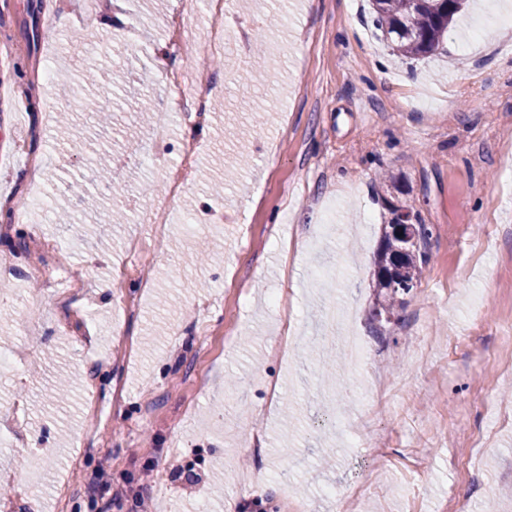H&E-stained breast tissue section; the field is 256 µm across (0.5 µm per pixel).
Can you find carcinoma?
<instances>
[{
	"label": "carcinoma",
	"mask_w": 512,
	"mask_h": 512,
	"mask_svg": "<svg viewBox=\"0 0 512 512\" xmlns=\"http://www.w3.org/2000/svg\"><path fill=\"white\" fill-rule=\"evenodd\" d=\"M466 0H371L373 23L397 54L415 59L437 51L448 28L462 11ZM405 206L388 203L389 217L383 232L372 279L377 292L373 319L390 322L403 295L421 279L427 261L421 244L431 235L423 224L414 225L416 239H404L398 227Z\"/></svg>",
	"instance_id": "1"
}]
</instances>
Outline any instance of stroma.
<instances>
[{"label":"stroma","instance_id":"obj_1","mask_svg":"<svg viewBox=\"0 0 512 512\" xmlns=\"http://www.w3.org/2000/svg\"><path fill=\"white\" fill-rule=\"evenodd\" d=\"M43 0H0V203L25 224L0 223V473L24 464L35 497L9 484V512H471L496 499L512 512V27L506 6L464 9L434 55L394 56L367 0H232L247 54L212 68L219 96L201 117L169 111L167 74L190 73L201 38L173 46L175 12L202 0H69L112 21L82 29ZM43 111H31L36 99ZM118 126L57 117L86 101ZM167 121L173 145L202 152L175 207L189 225L154 235L151 204L178 162L149 157ZM71 223L30 203L24 173ZM428 225L429 259L384 338L372 334L374 260L385 199ZM41 318L21 314L29 303ZM341 307L370 360L341 373L389 405L340 402L315 359L323 314ZM297 334L290 357L269 345ZM420 349L405 351L403 337ZM281 388L266 403L265 382ZM260 434L262 454L249 438ZM107 463L126 499L105 507L90 478ZM290 464L296 480L275 477Z\"/></svg>","mask_w":512,"mask_h":512}]
</instances>
